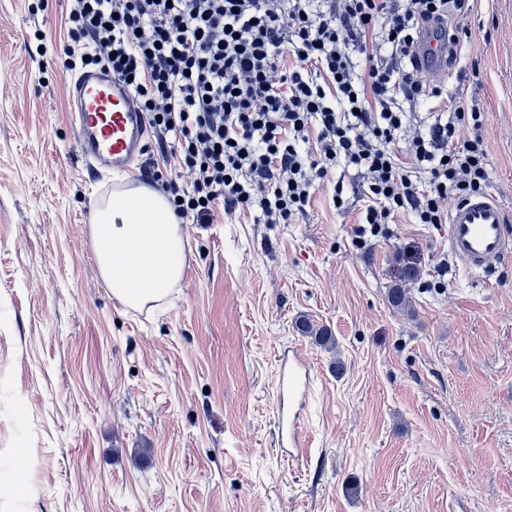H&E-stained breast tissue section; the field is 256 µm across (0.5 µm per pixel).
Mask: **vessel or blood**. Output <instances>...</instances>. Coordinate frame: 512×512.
I'll return each instance as SVG.
<instances>
[{
    "label": "vessel or blood",
    "mask_w": 512,
    "mask_h": 512,
    "mask_svg": "<svg viewBox=\"0 0 512 512\" xmlns=\"http://www.w3.org/2000/svg\"><path fill=\"white\" fill-rule=\"evenodd\" d=\"M455 48L443 25L422 34L419 56L428 73L447 71ZM70 119L82 155L106 171L128 169L139 152L146 121L132 93L104 71L87 70L66 81ZM448 246L458 266L471 274L491 273L512 257V225L501 202L483 193L458 203L448 219ZM310 363L297 351L279 360L276 389L279 445L289 456L303 455L308 445L303 414L313 388Z\"/></svg>",
    "instance_id": "obj_1"
}]
</instances>
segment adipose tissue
<instances>
[{
	"label": "adipose tissue",
	"mask_w": 512,
	"mask_h": 512,
	"mask_svg": "<svg viewBox=\"0 0 512 512\" xmlns=\"http://www.w3.org/2000/svg\"><path fill=\"white\" fill-rule=\"evenodd\" d=\"M92 239L105 284L127 306L162 301L184 277L182 226L167 198L148 187L113 189Z\"/></svg>",
	"instance_id": "1"
}]
</instances>
